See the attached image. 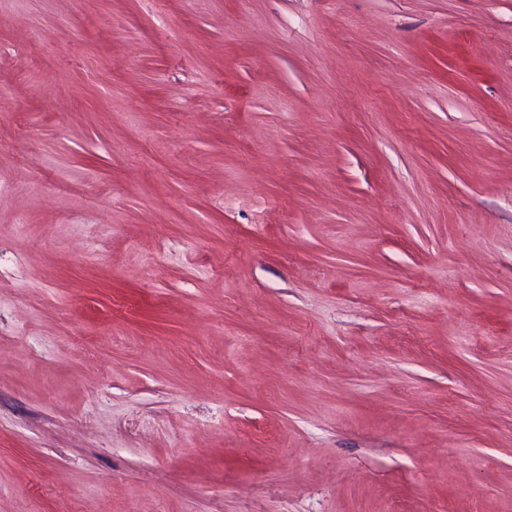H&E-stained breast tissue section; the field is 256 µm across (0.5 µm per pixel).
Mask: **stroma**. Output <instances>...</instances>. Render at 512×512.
<instances>
[{
	"instance_id": "obj_1",
	"label": "stroma",
	"mask_w": 512,
	"mask_h": 512,
	"mask_svg": "<svg viewBox=\"0 0 512 512\" xmlns=\"http://www.w3.org/2000/svg\"><path fill=\"white\" fill-rule=\"evenodd\" d=\"M0 512H512V0H0Z\"/></svg>"
}]
</instances>
